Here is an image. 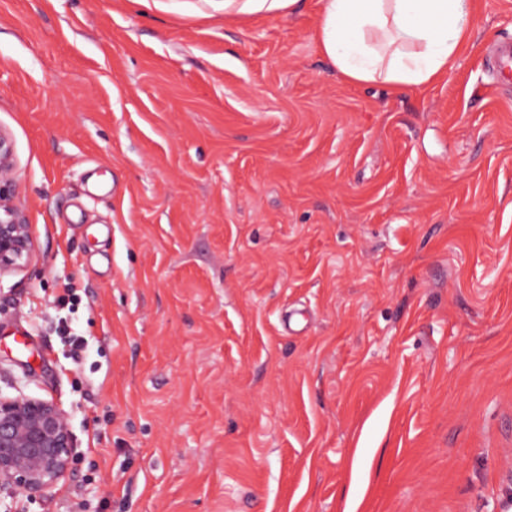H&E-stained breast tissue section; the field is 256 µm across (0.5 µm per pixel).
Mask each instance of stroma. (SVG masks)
Returning a JSON list of instances; mask_svg holds the SVG:
<instances>
[{"label":"stroma","mask_w":512,"mask_h":512,"mask_svg":"<svg viewBox=\"0 0 512 512\" xmlns=\"http://www.w3.org/2000/svg\"><path fill=\"white\" fill-rule=\"evenodd\" d=\"M323 2L0 0L36 240L0 394L77 439L0 512H512V0L394 92L322 55ZM495 72L497 81L508 83L512 80V44H504L495 51Z\"/></svg>","instance_id":"1"}]
</instances>
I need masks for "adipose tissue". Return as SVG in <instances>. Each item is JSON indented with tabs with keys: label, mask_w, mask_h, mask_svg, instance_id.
I'll return each mask as SVG.
<instances>
[{
	"label": "adipose tissue",
	"mask_w": 512,
	"mask_h": 512,
	"mask_svg": "<svg viewBox=\"0 0 512 512\" xmlns=\"http://www.w3.org/2000/svg\"><path fill=\"white\" fill-rule=\"evenodd\" d=\"M469 36V0H324L317 38L337 73L394 89L448 74Z\"/></svg>",
	"instance_id": "obj_1"
}]
</instances>
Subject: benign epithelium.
Masks as SVG:
<instances>
[{
	"mask_svg": "<svg viewBox=\"0 0 512 512\" xmlns=\"http://www.w3.org/2000/svg\"><path fill=\"white\" fill-rule=\"evenodd\" d=\"M12 146L0 132V183L11 177ZM34 251L31 225L0 193V278L21 270ZM75 436L68 416L52 402L0 396V486L35 496L70 469Z\"/></svg>",
	"mask_w": 512,
	"mask_h": 512,
	"instance_id": "benign-epithelium-1",
	"label": "benign epithelium"
}]
</instances>
